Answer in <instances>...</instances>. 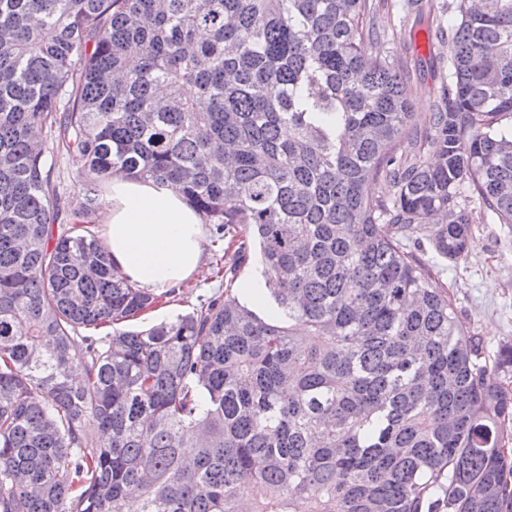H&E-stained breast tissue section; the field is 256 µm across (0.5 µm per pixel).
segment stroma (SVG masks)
<instances>
[{
    "instance_id": "35a3bbf8",
    "label": "stroma",
    "mask_w": 512,
    "mask_h": 512,
    "mask_svg": "<svg viewBox=\"0 0 512 512\" xmlns=\"http://www.w3.org/2000/svg\"><path fill=\"white\" fill-rule=\"evenodd\" d=\"M401 0H386L374 23L380 41L368 45L407 61L411 75V104L421 135L430 132L428 120L439 101L448 66L429 52L426 31L404 35L400 23ZM474 243L469 253L455 261L440 257L431 245L417 250V257L432 267L438 284L453 291L460 319L489 344L490 350L512 345V224L500 223L497 215L479 201H472ZM224 284L213 275L212 256L204 254L199 273L178 288L176 296L137 319V326L170 320L191 310L198 297L223 294Z\"/></svg>"
}]
</instances>
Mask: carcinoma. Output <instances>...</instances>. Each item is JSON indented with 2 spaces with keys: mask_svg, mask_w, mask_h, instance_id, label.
I'll list each match as a JSON object with an SVG mask.
<instances>
[{
  "mask_svg": "<svg viewBox=\"0 0 512 512\" xmlns=\"http://www.w3.org/2000/svg\"><path fill=\"white\" fill-rule=\"evenodd\" d=\"M452 8L429 164L369 0H0V512H512V346L403 244L468 253L473 197L512 224V0ZM36 127L88 181L180 183L224 295L125 328L163 295ZM253 253L264 318L230 288ZM55 169L54 179L56 180L58 190L62 196L72 200L75 206L79 205L82 201L81 197L83 191L81 190V178L76 172L75 168L72 167L65 155L55 152Z\"/></svg>",
  "mask_w": 512,
  "mask_h": 512,
  "instance_id": "obj_1",
  "label": "carcinoma"
}]
</instances>
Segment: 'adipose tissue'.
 I'll return each instance as SVG.
<instances>
[{"mask_svg": "<svg viewBox=\"0 0 512 512\" xmlns=\"http://www.w3.org/2000/svg\"><path fill=\"white\" fill-rule=\"evenodd\" d=\"M101 221L113 263L141 287L173 289L198 273L203 218L177 183L113 176Z\"/></svg>", "mask_w": 512, "mask_h": 512, "instance_id": "ef3b65f1", "label": "adipose tissue"}]
</instances>
